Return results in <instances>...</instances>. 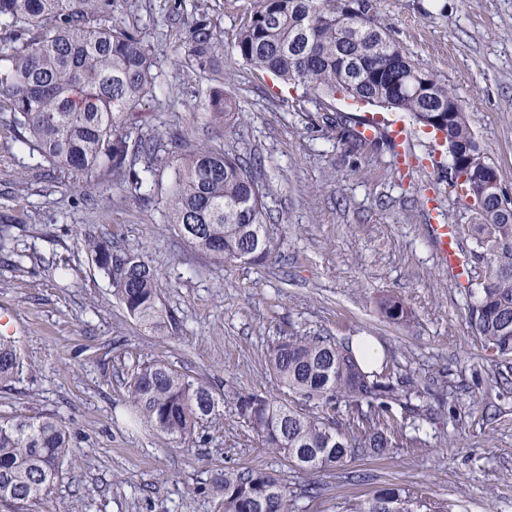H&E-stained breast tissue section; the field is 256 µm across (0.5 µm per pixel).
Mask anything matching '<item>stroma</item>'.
I'll return each mask as SVG.
<instances>
[{
	"instance_id": "stroma-1",
	"label": "stroma",
	"mask_w": 512,
	"mask_h": 512,
	"mask_svg": "<svg viewBox=\"0 0 512 512\" xmlns=\"http://www.w3.org/2000/svg\"><path fill=\"white\" fill-rule=\"evenodd\" d=\"M250 2L119 0L114 16L140 26L158 61L157 98L143 105L153 131L261 157L283 262L214 263L164 221L170 169L160 170L145 207L117 183L103 190L51 178L0 118V307L18 318L27 363L20 379L0 385V415L60 417L75 448L72 466L34 512H218L216 478L242 467L288 480L295 512H344L349 501L392 485L455 502L458 512H512V358L493 359L472 335L468 291L441 265L426 230L428 220L449 222L471 244L476 210L427 168L435 141L426 130L411 142L419 166L398 173L391 150L351 151L322 124L321 113L346 103L301 96L243 65L231 45ZM377 7L393 41L457 93L512 195V0ZM196 11L221 28L226 45L205 71L183 62ZM219 86L240 114L215 128L199 115ZM82 228L111 235L157 270L172 326L153 333L127 315L77 239ZM383 294L411 309L410 326L378 315ZM289 335L379 341L385 365L408 376L432 408L419 441L314 474L260 447L236 402L247 394L284 401L265 359ZM153 360L214 386L219 414L199 443H171L132 417L125 382ZM310 482L320 486L317 498L300 494Z\"/></svg>"
}]
</instances>
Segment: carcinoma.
<instances>
[{
	"label": "carcinoma",
	"mask_w": 512,
	"mask_h": 512,
	"mask_svg": "<svg viewBox=\"0 0 512 512\" xmlns=\"http://www.w3.org/2000/svg\"><path fill=\"white\" fill-rule=\"evenodd\" d=\"M252 0L236 34L234 50L254 71L284 86L322 99L342 93L354 107L395 112L412 126L442 119L439 131L450 165L448 178L469 200L484 179L500 180L498 168L480 150L465 112H441L459 103L457 94L417 66L386 33L374 0ZM116 0H0V23L16 32V43L0 50V114L59 178L81 176L102 185L116 181L135 200H153L159 168L175 163V179L164 217L183 238L214 262L262 265L281 257L282 238L272 227L267 189L240 153L185 146L173 159L165 142L149 131L139 109L156 97L157 62L141 31L114 18ZM184 63L206 70L224 49L206 17L189 27ZM239 114L236 100L220 88L202 119L224 125ZM322 123L354 148L394 149L388 130L381 142L359 136L356 119L339 112ZM482 223L473 225L472 261L477 278L466 320L472 334L496 357H512V199L475 202ZM109 279L113 295L141 326L159 324L160 277L143 258L94 232L83 234ZM380 317L410 321L402 301L385 296ZM268 367L293 402L276 403L250 394L237 400L238 413L260 447L305 472L334 470L363 450L383 457L398 446L392 405L399 404L420 429L426 413L409 378L395 372L368 373L349 343L332 336H286L268 352ZM24 363L15 338L0 336V384L14 381ZM343 402L348 416L336 417ZM126 403L165 439L193 444L203 424L218 415L212 385L164 361L146 363L127 383ZM71 435L51 416H0V507L28 512L54 487L72 460ZM221 512H293L288 481L259 469H228L215 482ZM393 512H451L448 502L418 499L398 487L378 491ZM373 497V498H375ZM373 498L347 504L345 512H373Z\"/></svg>",
	"instance_id": "carcinoma-1"
}]
</instances>
